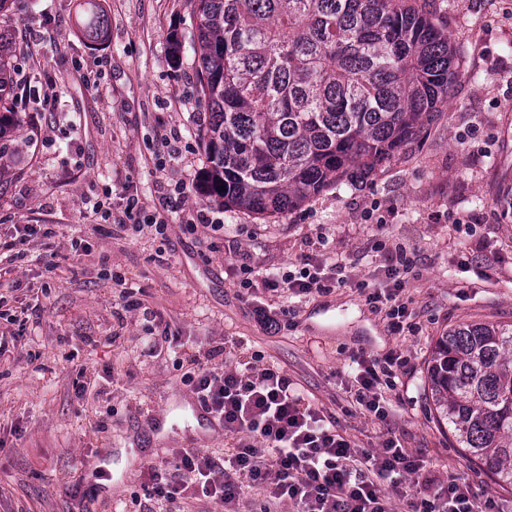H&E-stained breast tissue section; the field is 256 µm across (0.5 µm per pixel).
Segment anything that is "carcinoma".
Listing matches in <instances>:
<instances>
[{
    "label": "carcinoma",
    "instance_id": "obj_1",
    "mask_svg": "<svg viewBox=\"0 0 512 512\" xmlns=\"http://www.w3.org/2000/svg\"><path fill=\"white\" fill-rule=\"evenodd\" d=\"M79 27L109 36L99 0ZM205 116L201 191L226 209L283 215L400 159L460 73L433 0H186ZM15 39L0 32V142L13 110ZM430 397L469 458L512 488V327L463 322L436 340Z\"/></svg>",
    "mask_w": 512,
    "mask_h": 512
}]
</instances>
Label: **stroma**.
<instances>
[{"label":"stroma","instance_id":"35a3bbf8","mask_svg":"<svg viewBox=\"0 0 512 512\" xmlns=\"http://www.w3.org/2000/svg\"><path fill=\"white\" fill-rule=\"evenodd\" d=\"M100 2L110 29L98 45L77 28L81 0H24L21 12L0 14V30L19 46L18 73L50 96L43 108L21 110L24 162L0 153V238L18 224L46 225L60 263L46 276L34 238L0 278L12 309L39 297L26 323L0 319V333L16 339L0 356V512H115L122 502L139 512L141 453L172 465V449L196 433L174 416L158 436L144 420L147 408L191 395L172 353H145V337L165 331L200 352L243 341L362 447L395 432L436 481L461 473L488 499L487 512H512V488L464 455L436 420L426 382L438 336L466 321L512 324V0H443L461 76L423 136L367 182L330 186L272 219L178 193L198 180L203 161L185 0ZM131 197L135 218L166 224L165 234L118 228ZM202 214L221 219L223 231L199 227ZM320 237L326 257L373 283L405 247L415 333L396 335L350 288L295 299L279 333L257 324L240 286L242 260L276 271ZM125 291L154 320L136 311L118 324ZM396 348L406 364L388 421L348 412L351 356ZM82 373L95 382L80 398ZM117 448L112 482L102 485L97 458Z\"/></svg>","mask_w":512,"mask_h":512}]
</instances>
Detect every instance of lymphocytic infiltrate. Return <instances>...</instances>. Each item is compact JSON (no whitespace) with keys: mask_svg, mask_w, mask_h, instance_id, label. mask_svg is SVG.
<instances>
[{"mask_svg":"<svg viewBox=\"0 0 512 512\" xmlns=\"http://www.w3.org/2000/svg\"><path fill=\"white\" fill-rule=\"evenodd\" d=\"M409 266L404 250L391 255L386 285L370 286L355 279L343 263H323L307 252L292 269L251 270L241 284L248 293L263 292L253 315L264 329L287 327V301L349 287L364 294L395 332L411 326L404 274ZM188 366L191 392L222 423L227 446L221 451L177 448L175 473L151 464L145 476L149 490L142 512H154L152 499L207 502L222 512H242L244 487L259 491L260 512H394L402 485L416 481L408 501L410 512H475L476 495L467 479L449 475L439 489L426 480L424 461L403 448L395 435L383 436L377 448L366 449L345 437L335 418L311 404L295 382L261 355L241 359L235 348L219 343L204 354L180 352ZM353 400L375 419L388 416L389 391L397 384L399 354L379 360L355 355Z\"/></svg>","mask_w":512,"mask_h":512,"instance_id":"1","label":"lymphocytic infiltrate"}]
</instances>
